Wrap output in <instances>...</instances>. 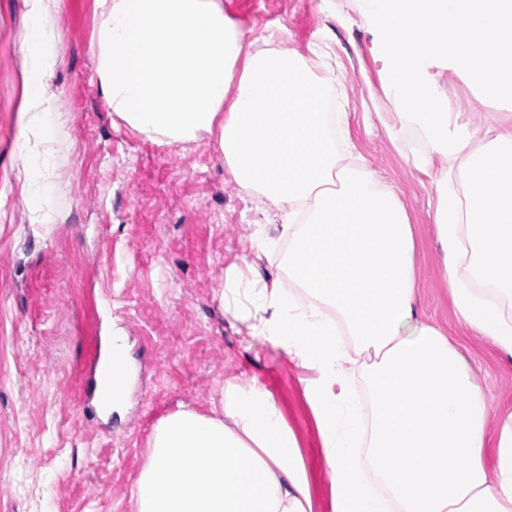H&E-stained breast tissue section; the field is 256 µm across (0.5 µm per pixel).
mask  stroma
<instances>
[{
    "mask_svg": "<svg viewBox=\"0 0 512 512\" xmlns=\"http://www.w3.org/2000/svg\"><path fill=\"white\" fill-rule=\"evenodd\" d=\"M262 39L286 28L288 49L329 44V82L343 80L349 141L392 185L414 226L419 302L472 368L498 413L512 409V363L463 326L444 281L429 177L400 152L376 116L386 60L380 33L349 24L353 0H224ZM54 82L72 137L60 173L71 201L64 222L25 207L18 114L25 77L18 48L23 0H0V512H135L131 491L160 419L209 413L226 383L258 376L280 406L306 461L313 512H332L304 397L311 373L283 352L246 342L215 297L226 271L252 252L257 199L244 195L213 140L144 139L105 105L89 52L95 0H59ZM449 111L482 134L492 111H469L463 77L440 66ZM123 336L126 402L106 415L83 399L89 337Z\"/></svg>",
    "mask_w": 512,
    "mask_h": 512,
    "instance_id": "1",
    "label": "stroma"
}]
</instances>
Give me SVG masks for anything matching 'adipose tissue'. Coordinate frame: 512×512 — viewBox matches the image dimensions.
<instances>
[{
    "label": "adipose tissue",
    "instance_id": "ef3b65f1",
    "mask_svg": "<svg viewBox=\"0 0 512 512\" xmlns=\"http://www.w3.org/2000/svg\"><path fill=\"white\" fill-rule=\"evenodd\" d=\"M28 78L19 114L27 201L63 219L51 179L72 164L54 84L56 0H23ZM384 36L385 101L421 142L415 167L435 190V235L458 320L512 361V0H355ZM90 52L107 107L165 144L214 137L224 165L257 198L252 257L218 292L248 340L284 352L305 384L332 476V512H512V410L488 435L489 408L465 359L423 322L415 238L392 187L339 148L348 115L325 111L327 51L285 49L286 29L249 39L224 0H97ZM467 81L469 105H501L482 137L460 125L430 69ZM288 243V274L257 258ZM496 448L494 468L484 463ZM136 512H313L293 431L257 379L223 387L204 415L183 409L154 429L131 493Z\"/></svg>",
    "mask_w": 512,
    "mask_h": 512
}]
</instances>
